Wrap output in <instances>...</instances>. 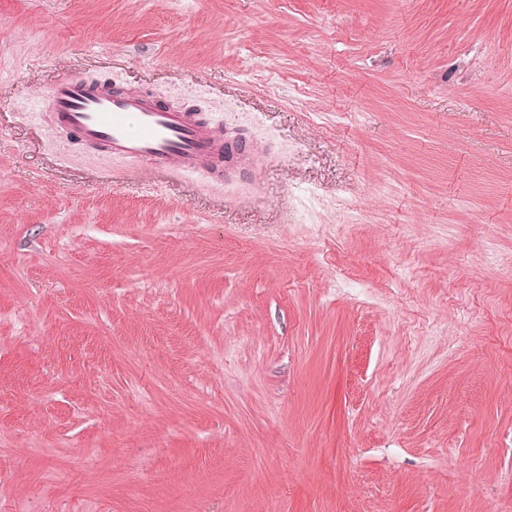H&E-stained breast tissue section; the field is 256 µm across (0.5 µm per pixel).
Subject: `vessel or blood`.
Listing matches in <instances>:
<instances>
[{"label": "vessel or blood", "instance_id": "vessel-or-blood-1", "mask_svg": "<svg viewBox=\"0 0 512 512\" xmlns=\"http://www.w3.org/2000/svg\"><path fill=\"white\" fill-rule=\"evenodd\" d=\"M37 108L106 155L146 159L187 175L219 172L227 150L222 127L106 80H59L42 94Z\"/></svg>", "mask_w": 512, "mask_h": 512}]
</instances>
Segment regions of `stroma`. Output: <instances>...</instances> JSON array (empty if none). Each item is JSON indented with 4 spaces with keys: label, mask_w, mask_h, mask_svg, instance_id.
Instances as JSON below:
<instances>
[{
    "label": "stroma",
    "mask_w": 512,
    "mask_h": 512,
    "mask_svg": "<svg viewBox=\"0 0 512 512\" xmlns=\"http://www.w3.org/2000/svg\"><path fill=\"white\" fill-rule=\"evenodd\" d=\"M0 512H512V0H0ZM37 108L106 155L147 159L159 169L186 175L202 170L221 175L227 150L222 127L116 89L107 80H59L42 94Z\"/></svg>",
    "instance_id": "stroma-1"
}]
</instances>
